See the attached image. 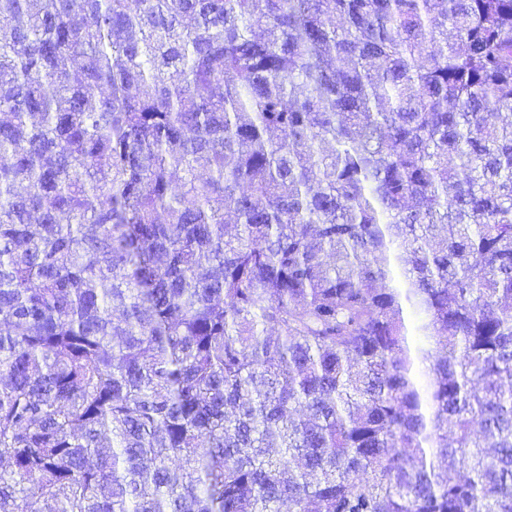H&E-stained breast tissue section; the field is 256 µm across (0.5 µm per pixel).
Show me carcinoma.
I'll return each instance as SVG.
<instances>
[{
	"mask_svg": "<svg viewBox=\"0 0 512 512\" xmlns=\"http://www.w3.org/2000/svg\"><path fill=\"white\" fill-rule=\"evenodd\" d=\"M74 3L0 0V512H512V0Z\"/></svg>",
	"mask_w": 512,
	"mask_h": 512,
	"instance_id": "cac0c4a2",
	"label": "carcinoma"
}]
</instances>
